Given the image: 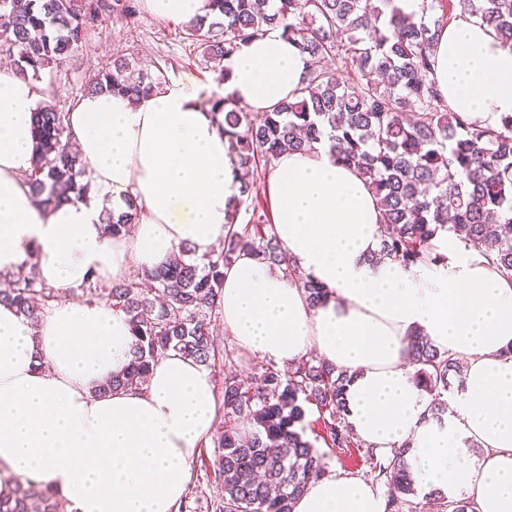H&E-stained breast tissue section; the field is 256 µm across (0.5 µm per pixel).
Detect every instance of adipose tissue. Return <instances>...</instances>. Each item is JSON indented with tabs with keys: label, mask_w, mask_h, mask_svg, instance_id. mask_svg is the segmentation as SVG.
Instances as JSON below:
<instances>
[{
	"label": "adipose tissue",
	"mask_w": 512,
	"mask_h": 512,
	"mask_svg": "<svg viewBox=\"0 0 512 512\" xmlns=\"http://www.w3.org/2000/svg\"><path fill=\"white\" fill-rule=\"evenodd\" d=\"M223 66L225 95L263 112L292 95L311 59L275 26ZM434 77L449 106L480 124L495 128L512 114V47L473 18L443 29ZM40 97L39 84L0 65L1 277L31 259L63 295L91 277L120 282L134 264L165 265L180 244L201 256L223 240L233 162L195 88H166L136 105L107 91L79 98L67 124L98 194L49 210L23 182ZM266 191L278 242L328 295L311 307L296 279L240 253L224 271L225 333L280 366L317 351L349 375L347 420L363 442L381 454L410 443L424 492L452 494L472 512H512V282L450 232L437 236L440 260L370 262L383 231L379 206L327 144L278 156ZM129 194L142 209L138 224L107 234L102 197L120 212ZM414 331L466 364L447 418L433 419L413 381ZM131 342L125 315L106 301L61 298L34 327L0 303V469L71 512H176L215 428L214 383L172 353L143 389L98 394L128 363ZM293 512H385V500L369 481L330 473L306 486Z\"/></svg>",
	"instance_id": "adipose-tissue-1"
}]
</instances>
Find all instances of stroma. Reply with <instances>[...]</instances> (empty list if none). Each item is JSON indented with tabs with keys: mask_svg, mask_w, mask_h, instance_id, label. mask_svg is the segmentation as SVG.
Instances as JSON below:
<instances>
[{
	"mask_svg": "<svg viewBox=\"0 0 512 512\" xmlns=\"http://www.w3.org/2000/svg\"><path fill=\"white\" fill-rule=\"evenodd\" d=\"M130 47L138 52L142 63L164 65L170 85H192L206 97L221 90L213 73L206 69L197 46L185 38L181 23L163 21L143 11L134 23L116 18L109 22L105 31L89 32L82 47L75 50L67 62L44 71L40 84L46 100L60 111H69L82 94L85 72L100 66L112 53ZM302 425L305 438L322 455L326 472L371 479L370 469L364 466L358 448L343 454L325 444L320 436L319 412L315 406H307ZM212 452V443L203 444L192 464L184 496L190 512H212L214 499L222 494L220 482L205 471Z\"/></svg>",
	"mask_w": 512,
	"mask_h": 512,
	"instance_id": "stroma-1",
	"label": "stroma"
}]
</instances>
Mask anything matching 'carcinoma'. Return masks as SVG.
Masks as SVG:
<instances>
[{
  "label": "carcinoma",
  "mask_w": 512,
  "mask_h": 512,
  "mask_svg": "<svg viewBox=\"0 0 512 512\" xmlns=\"http://www.w3.org/2000/svg\"><path fill=\"white\" fill-rule=\"evenodd\" d=\"M467 13L512 46V0H458ZM210 20L183 26L206 62L231 55L271 26H283L301 51L331 63L313 69L289 98L269 112H245L230 97L203 101L224 127L228 151L241 172L239 194L228 209L224 240L199 257L188 244L175 261L144 270L109 288L89 279L79 290L101 297L124 313L132 332L130 360L99 385L98 393L143 386L153 365L170 352L206 368L224 362L223 428L214 443L212 468L224 494L213 512H292L309 481L325 475L315 446L299 425L305 405L320 409V425L331 446L343 451L355 440L346 420L344 371L310 356L283 371L263 364L245 382L238 377L234 348L219 350L220 297L224 268L243 249L264 265L295 275L309 304L326 290L297 273L276 237L265 204L253 197L254 177L274 158L310 152L326 139L330 150L354 168L372 190L384 234L370 255L405 265L432 259L440 231L481 245L512 282V115L497 128L450 109L434 79L439 37L450 22L453 0H420L406 14L395 0H210ZM138 0H0V50L17 56V68L34 81L59 66L85 39L114 16L136 17ZM352 73L342 79L341 73ZM166 86L162 70L144 67L131 53H116L89 74L83 93L112 91L137 102ZM31 132L35 152L27 184L43 206L90 198L87 164L67 148L65 113L37 103ZM249 215L238 223L240 212ZM132 195L125 210H103L112 236L139 222ZM55 297L34 272L0 289V303L14 306L31 326ZM413 379L431 396L430 410L442 418L441 400L450 379H462L460 363L431 340L411 338ZM402 445L390 456L364 452L376 480L386 488V510L415 495L416 483ZM0 512H59L57 499L34 482L0 476Z\"/></svg>",
  "instance_id": "1"
}]
</instances>
